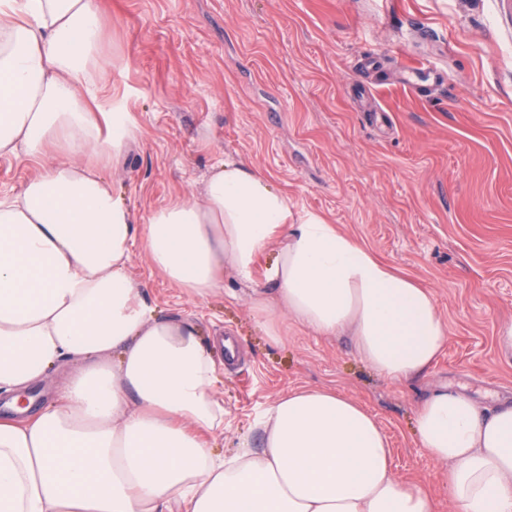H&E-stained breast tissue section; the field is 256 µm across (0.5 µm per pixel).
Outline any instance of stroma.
<instances>
[{
    "mask_svg": "<svg viewBox=\"0 0 512 512\" xmlns=\"http://www.w3.org/2000/svg\"><path fill=\"white\" fill-rule=\"evenodd\" d=\"M104 96L120 91L142 136L111 172L138 221L199 193L226 155L269 174L296 215L315 211L429 288L448 340L425 374L378 375L350 337L281 317L266 336L232 273L206 300L135 251L158 313L214 348L232 455L254 411L329 388L389 435L396 479L456 512L448 467L416 442L433 390L512 404V0H98ZM421 85L404 88V79Z\"/></svg>",
    "mask_w": 512,
    "mask_h": 512,
    "instance_id": "1",
    "label": "stroma"
}]
</instances>
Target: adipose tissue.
Wrapping results in <instances>:
<instances>
[{
    "label": "adipose tissue",
    "instance_id": "adipose-tissue-1",
    "mask_svg": "<svg viewBox=\"0 0 512 512\" xmlns=\"http://www.w3.org/2000/svg\"><path fill=\"white\" fill-rule=\"evenodd\" d=\"M96 0H0V156L37 171L0 195V392L20 401L60 360H83L59 401L0 421V512H437L392 471L389 436L361 404L294 389L259 409L237 451L216 453L224 400L197 329L159 316L129 272L134 245L188 296L253 278L267 335L288 316L350 334L380 376L424 374L448 339L430 289L341 233L295 216L287 191L244 160L208 170L199 196L138 223L107 174L141 129L105 99ZM417 442L448 465L457 512H512V406L483 415L434 391Z\"/></svg>",
    "mask_w": 512,
    "mask_h": 512
}]
</instances>
